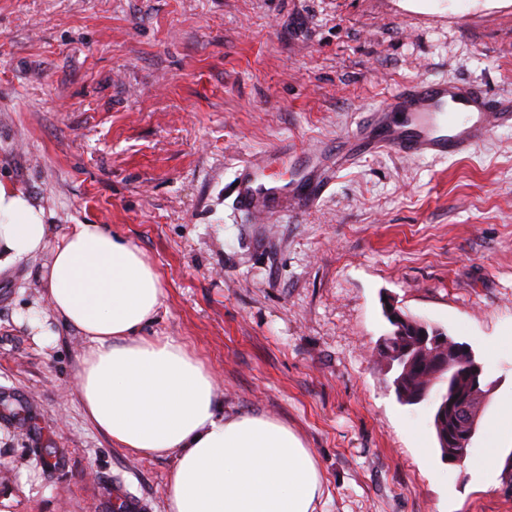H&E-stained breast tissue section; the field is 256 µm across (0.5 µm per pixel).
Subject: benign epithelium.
Masks as SVG:
<instances>
[{
    "label": "benign epithelium",
    "instance_id": "7a95c632",
    "mask_svg": "<svg viewBox=\"0 0 512 512\" xmlns=\"http://www.w3.org/2000/svg\"><path fill=\"white\" fill-rule=\"evenodd\" d=\"M384 355L389 365L399 363L406 368L414 360L427 356L433 358V364L437 367H445L452 360L459 361L463 355L471 361L465 372L468 390H456L451 395L445 392L440 394L437 400L438 420L444 424L451 422L455 426L454 437L445 442V446L449 447L447 460L452 464L461 463L471 437L480 426L481 418V414L472 411V399L481 393L482 368L473 361L471 349L466 345L451 344L447 337L436 332L431 336H420L419 342L414 346L401 348L395 352L386 349Z\"/></svg>",
    "mask_w": 512,
    "mask_h": 512
}]
</instances>
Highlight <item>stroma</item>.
I'll return each instance as SVG.
<instances>
[{
    "mask_svg": "<svg viewBox=\"0 0 512 512\" xmlns=\"http://www.w3.org/2000/svg\"><path fill=\"white\" fill-rule=\"evenodd\" d=\"M416 79L512 96V0H0V180L49 225L46 250L0 271V512H165L174 457L93 425L87 342L45 298L76 224L158 271L142 334L204 362L219 413L298 435L318 512H512V472L474 473L512 392V126L463 156H365L297 215L253 224L234 204L249 155L335 147ZM388 299L468 344L493 385L464 466L441 456L435 398L401 404L377 358Z\"/></svg>",
    "mask_w": 512,
    "mask_h": 512,
    "instance_id": "35a3bbf8",
    "label": "stroma"
}]
</instances>
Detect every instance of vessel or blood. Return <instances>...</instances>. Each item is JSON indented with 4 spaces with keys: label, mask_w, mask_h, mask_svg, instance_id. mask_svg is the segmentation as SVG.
Wrapping results in <instances>:
<instances>
[{
    "label": "vessel or blood",
    "mask_w": 512,
    "mask_h": 512,
    "mask_svg": "<svg viewBox=\"0 0 512 512\" xmlns=\"http://www.w3.org/2000/svg\"><path fill=\"white\" fill-rule=\"evenodd\" d=\"M511 119L512 104L490 97L479 86L412 81L375 108L372 122L348 133L335 163L321 166L312 179L276 180L269 171L308 162L323 154L322 144L302 152L282 143L251 154L236 172L235 201L255 220L284 210L296 215L313 206L337 173L365 153L391 149L409 156L460 155L475 148L494 125Z\"/></svg>",
    "instance_id": "b4317fda"
}]
</instances>
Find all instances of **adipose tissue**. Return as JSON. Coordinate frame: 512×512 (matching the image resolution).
<instances>
[{
  "label": "adipose tissue",
  "instance_id": "1",
  "mask_svg": "<svg viewBox=\"0 0 512 512\" xmlns=\"http://www.w3.org/2000/svg\"><path fill=\"white\" fill-rule=\"evenodd\" d=\"M45 211L0 182V271L42 252ZM54 313L87 338L76 387L95 427L142 457L173 455L167 512H315L323 477L288 426L218 413L215 383L182 344L142 337L163 303L143 253L100 224H77L44 277Z\"/></svg>",
  "mask_w": 512,
  "mask_h": 512
}]
</instances>
